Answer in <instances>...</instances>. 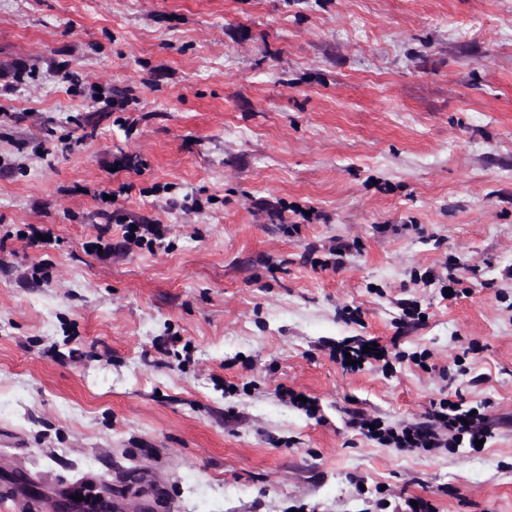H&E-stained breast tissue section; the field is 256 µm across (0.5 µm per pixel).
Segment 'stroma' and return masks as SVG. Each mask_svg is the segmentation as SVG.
<instances>
[{
    "label": "stroma",
    "mask_w": 512,
    "mask_h": 512,
    "mask_svg": "<svg viewBox=\"0 0 512 512\" xmlns=\"http://www.w3.org/2000/svg\"><path fill=\"white\" fill-rule=\"evenodd\" d=\"M146 221L168 250L121 244ZM372 338L405 359L336 360ZM445 397L485 448L348 424ZM100 482L111 512H512V0H0V512Z\"/></svg>",
    "instance_id": "35a3bbf8"
}]
</instances>
